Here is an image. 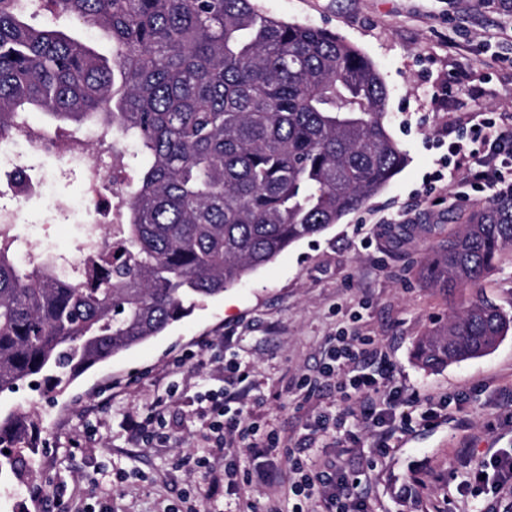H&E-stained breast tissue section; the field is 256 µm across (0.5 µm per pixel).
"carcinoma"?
<instances>
[{
	"label": "carcinoma",
	"mask_w": 512,
	"mask_h": 512,
	"mask_svg": "<svg viewBox=\"0 0 512 512\" xmlns=\"http://www.w3.org/2000/svg\"><path fill=\"white\" fill-rule=\"evenodd\" d=\"M0 0V142L63 125L112 134L118 223L99 225L100 267L65 277L21 257L0 225V394L42 377L67 385L224 294L290 245L359 209L403 168L388 89L336 34L271 16L252 0ZM101 31L100 55L60 29ZM51 121L39 126L32 114ZM136 162L127 177L125 157ZM512 251V196L474 211L437 244L424 282L476 288ZM512 318L480 299L415 345L438 370L492 350ZM36 421L0 417V446L36 453Z\"/></svg>",
	"instance_id": "cac0c4a2"
}]
</instances>
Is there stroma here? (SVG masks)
Here are the masks:
<instances>
[{"mask_svg": "<svg viewBox=\"0 0 512 512\" xmlns=\"http://www.w3.org/2000/svg\"><path fill=\"white\" fill-rule=\"evenodd\" d=\"M270 15L323 28L359 49L389 90L387 126L406 163L385 188L326 231L283 251L224 295L204 300L162 335L81 373L67 388L22 383L0 395V413L38 414L33 478L0 476V512H185L202 493L192 456L216 467L247 451L205 450L196 412L207 390L241 393L261 431L295 446L320 412L342 408L335 380L320 379L303 398L298 382L317 377L328 339L346 329L374 340L406 395H448L446 416L413 420L387 457L370 433L336 436L315 461L332 460L359 479L369 512H480L483 498L461 501L468 468L456 451L512 448V426L496 397L512 385V330L489 353L439 370L421 368L414 343L472 298L512 316V252H504L479 289L446 294L418 270L445 238L448 215L469 216L488 192L461 185L446 164L448 144L484 117L512 114V0H255ZM47 192L17 203L16 233L73 257L88 204L81 166L30 154ZM240 363L226 381L227 360ZM166 407V436L133 440L129 419ZM426 479L418 498L401 494Z\"/></svg>", "mask_w": 512, "mask_h": 512, "instance_id": "1", "label": "stroma"}]
</instances>
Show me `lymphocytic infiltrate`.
<instances>
[{
    "mask_svg": "<svg viewBox=\"0 0 512 512\" xmlns=\"http://www.w3.org/2000/svg\"><path fill=\"white\" fill-rule=\"evenodd\" d=\"M450 154L466 158V179L472 187H486L499 194L512 191V116L499 122L478 120L467 141L455 142ZM329 343L323 376L336 379L344 398L356 400L361 421L374 438L375 451L388 455L396 434L407 428L413 416L412 400L400 389L387 386L391 365L385 353L373 347L371 339L345 332L330 337ZM366 358L379 363V373L362 367ZM198 402L209 447L245 448L252 458L264 459V466L255 470L257 480L285 484L294 501L291 512H368L366 500L355 494V482L345 470L333 462L306 465L300 458L302 450L345 428L346 415L318 416L301 448L290 449L281 458L277 455V436H259L257 426L249 419L250 406L243 398L210 390L201 394ZM475 490L485 493V512H512V454L496 451L477 456L458 493L465 497Z\"/></svg>",
    "mask_w": 512,
    "mask_h": 512,
    "instance_id": "1",
    "label": "lymphocytic infiltrate"
}]
</instances>
